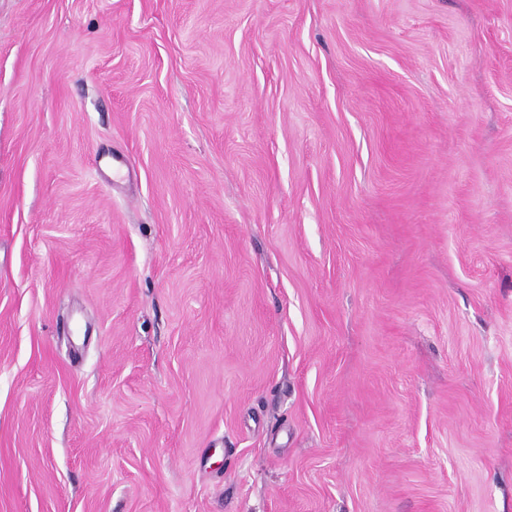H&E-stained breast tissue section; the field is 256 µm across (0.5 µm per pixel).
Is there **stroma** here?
<instances>
[{"label":"stroma","mask_w":512,"mask_h":512,"mask_svg":"<svg viewBox=\"0 0 512 512\" xmlns=\"http://www.w3.org/2000/svg\"><path fill=\"white\" fill-rule=\"evenodd\" d=\"M0 512H512V0H0Z\"/></svg>","instance_id":"obj_1"}]
</instances>
